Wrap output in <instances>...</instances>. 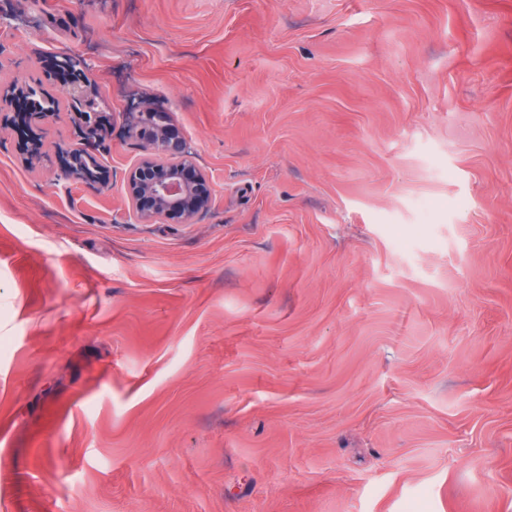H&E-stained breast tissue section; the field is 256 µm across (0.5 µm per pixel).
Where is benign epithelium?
Masks as SVG:
<instances>
[{
    "label": "benign epithelium",
    "instance_id": "1",
    "mask_svg": "<svg viewBox=\"0 0 512 512\" xmlns=\"http://www.w3.org/2000/svg\"><path fill=\"white\" fill-rule=\"evenodd\" d=\"M89 70L86 61L78 56L67 52L55 55L54 71L69 78L68 100L81 107L79 111L67 110L79 142L65 152V180L82 183L87 180L82 160L97 161L88 145L101 139L107 127L100 113H85L89 103L101 95L99 86L89 77ZM31 91V87L15 79L1 84L0 109ZM123 134L139 151L124 176L127 210L139 223L190 224L210 212L212 182L197 166L187 140L176 132L170 113L143 103L134 105L125 113Z\"/></svg>",
    "mask_w": 512,
    "mask_h": 512
}]
</instances>
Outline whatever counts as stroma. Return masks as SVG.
I'll use <instances>...</instances> for the list:
<instances>
[{
    "label": "stroma",
    "mask_w": 512,
    "mask_h": 512,
    "mask_svg": "<svg viewBox=\"0 0 512 512\" xmlns=\"http://www.w3.org/2000/svg\"><path fill=\"white\" fill-rule=\"evenodd\" d=\"M0 79L115 126L66 185L0 112V512H512V0H34ZM213 182L129 218L123 114ZM90 67L84 59L71 53L63 52L55 55L54 73H63L69 78L68 99L70 100V109L67 112H61L62 106L55 105L51 110L29 112V119L46 120L56 118L61 113L71 116V121L75 125L79 142L66 150L65 155L68 162L65 164V180L84 183L88 178L83 169L82 158L89 162H95L97 169L100 163L96 154L89 151L88 145L100 141L104 130H106V120L102 118L99 112H78L73 105H79L81 109L86 110L92 100L98 101L101 92L99 86L89 77Z\"/></svg>",
    "instance_id": "obj_1"
}]
</instances>
